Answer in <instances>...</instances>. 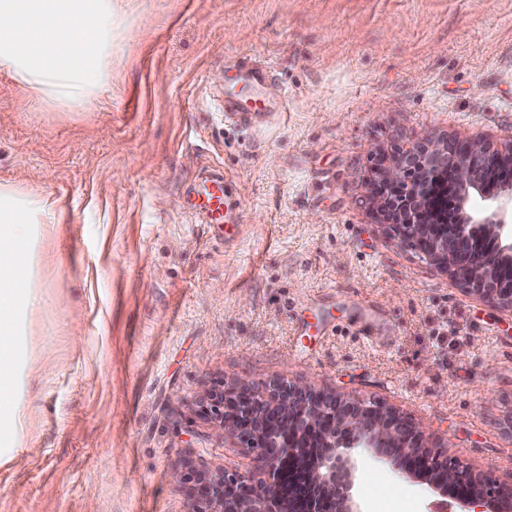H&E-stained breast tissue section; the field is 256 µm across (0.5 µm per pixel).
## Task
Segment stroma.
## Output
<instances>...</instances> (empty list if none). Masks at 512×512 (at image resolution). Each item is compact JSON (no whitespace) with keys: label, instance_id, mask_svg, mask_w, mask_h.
Returning a JSON list of instances; mask_svg holds the SVG:
<instances>
[{"label":"stroma","instance_id":"stroma-1","mask_svg":"<svg viewBox=\"0 0 512 512\" xmlns=\"http://www.w3.org/2000/svg\"><path fill=\"white\" fill-rule=\"evenodd\" d=\"M104 88L81 101L0 73V183L49 202L22 245L38 287L0 421V512H188L169 465L256 472L199 414L213 384L311 381L396 409L512 481V311L388 237L365 205L415 132L512 138V0H112ZM280 108L224 121L240 58ZM240 205L192 208L204 168ZM379 305L358 336L343 289ZM367 512H457L382 454Z\"/></svg>","mask_w":512,"mask_h":512}]
</instances>
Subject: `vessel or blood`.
Instances as JSON below:
<instances>
[{"label":"vessel or blood","instance_id":"b4317fda","mask_svg":"<svg viewBox=\"0 0 512 512\" xmlns=\"http://www.w3.org/2000/svg\"><path fill=\"white\" fill-rule=\"evenodd\" d=\"M273 80L270 67L257 63L245 62L234 75L235 84L240 85V92H226L224 95L225 118L247 119L258 110L269 109L274 105L266 90ZM196 194L199 198L195 209L208 224L228 222L233 202L225 190L223 175L214 174L203 180ZM360 313L352 321L355 331L365 338H373L377 330L376 312L371 305L363 304Z\"/></svg>","mask_w":512,"mask_h":512}]
</instances>
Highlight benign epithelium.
I'll list each match as a JSON object with an SVG mask.
<instances>
[{
    "label": "benign epithelium",
    "mask_w": 512,
    "mask_h": 512,
    "mask_svg": "<svg viewBox=\"0 0 512 512\" xmlns=\"http://www.w3.org/2000/svg\"><path fill=\"white\" fill-rule=\"evenodd\" d=\"M453 192L456 221L436 218V202ZM368 203L401 245L471 294L512 310V141L438 139L421 130L413 143L377 157ZM224 435L255 445L262 477L224 469L199 471L178 459L171 475L190 499V512H302L284 497L282 464L304 470L307 512H362L353 494L352 455L383 448L402 473L453 497L461 512H512V483L477 471L427 435L419 424L383 405L342 397L313 382L279 380L256 393L218 385L197 399Z\"/></svg>",
    "instance_id": "obj_1"
}]
</instances>
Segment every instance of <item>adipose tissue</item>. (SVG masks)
<instances>
[{"mask_svg": "<svg viewBox=\"0 0 512 512\" xmlns=\"http://www.w3.org/2000/svg\"><path fill=\"white\" fill-rule=\"evenodd\" d=\"M0 0V68L13 70L32 88L80 99L99 87L104 74L99 46L112 21V0ZM47 213L44 198L0 186V256L14 253L32 225ZM31 276L0 263V322L14 336L22 303L33 300Z\"/></svg>", "mask_w": 512, "mask_h": 512, "instance_id": "obj_1", "label": "adipose tissue"}]
</instances>
